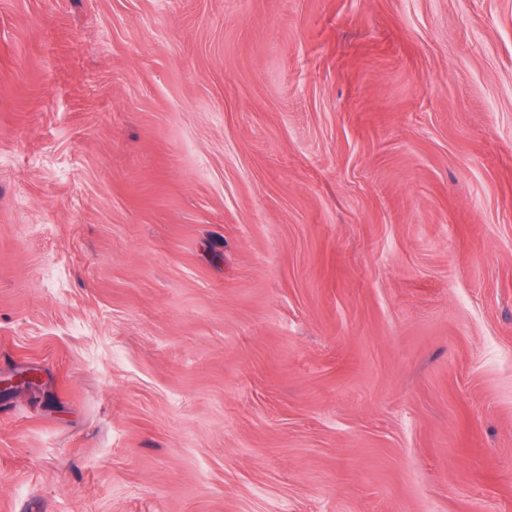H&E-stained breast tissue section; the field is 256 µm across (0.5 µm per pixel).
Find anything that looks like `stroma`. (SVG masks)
<instances>
[{"label":"stroma","mask_w":512,"mask_h":512,"mask_svg":"<svg viewBox=\"0 0 512 512\" xmlns=\"http://www.w3.org/2000/svg\"><path fill=\"white\" fill-rule=\"evenodd\" d=\"M0 512H512V0H0Z\"/></svg>","instance_id":"1"}]
</instances>
